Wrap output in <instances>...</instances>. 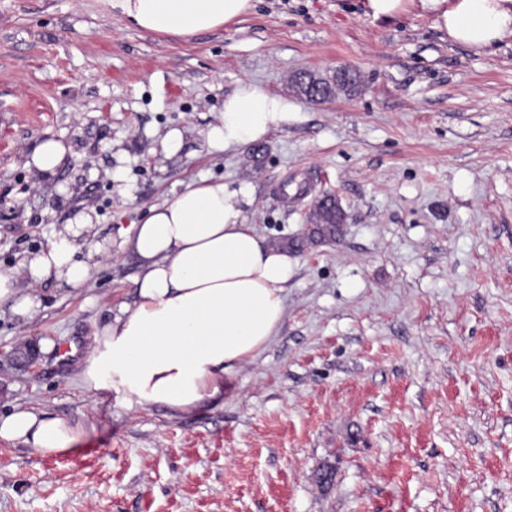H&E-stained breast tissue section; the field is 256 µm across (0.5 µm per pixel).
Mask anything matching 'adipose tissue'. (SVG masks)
<instances>
[{"mask_svg":"<svg viewBox=\"0 0 512 512\" xmlns=\"http://www.w3.org/2000/svg\"><path fill=\"white\" fill-rule=\"evenodd\" d=\"M253 7V0H112L133 27L178 37L224 28ZM364 8L375 20L431 13L451 42L479 51L512 39V0H365ZM291 110L286 99L240 81L207 132L209 144L222 151L256 141ZM88 225L78 217L19 265L0 267V308L29 316L41 305L36 286L84 287L90 266L77 239ZM120 247L138 260L134 298L97 328L81 365L84 388L177 414L221 398L225 377L277 336L295 257L247 223L237 193L220 181L189 184L149 206ZM83 430L43 411L0 416V439L44 456L72 448Z\"/></svg>","mask_w":512,"mask_h":512,"instance_id":"adipose-tissue-1","label":"adipose tissue"}]
</instances>
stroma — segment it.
Instances as JSON below:
<instances>
[{"mask_svg": "<svg viewBox=\"0 0 512 512\" xmlns=\"http://www.w3.org/2000/svg\"><path fill=\"white\" fill-rule=\"evenodd\" d=\"M342 67L361 83L325 102L290 83ZM242 80L294 110L213 150ZM48 138L64 164L27 169ZM204 180L294 246L278 335L191 414L90 395L80 363L139 271L122 231ZM332 190L345 224L305 236ZM81 213L108 257L83 288L38 286L33 317L0 313V414L85 433L54 456L0 440V512H512L511 40L488 55L362 0H255L187 38L129 26L110 0H0V266ZM23 338L53 348L19 368Z\"/></svg>", "mask_w": 512, "mask_h": 512, "instance_id": "stroma-1", "label": "stroma"}]
</instances>
